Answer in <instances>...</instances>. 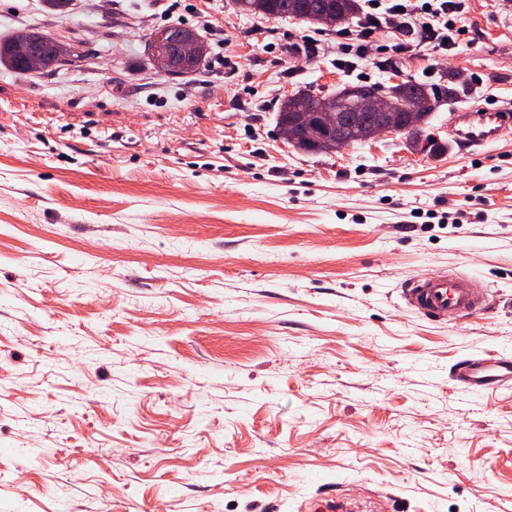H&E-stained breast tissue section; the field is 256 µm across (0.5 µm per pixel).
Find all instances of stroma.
Instances as JSON below:
<instances>
[{
	"mask_svg": "<svg viewBox=\"0 0 512 512\" xmlns=\"http://www.w3.org/2000/svg\"><path fill=\"white\" fill-rule=\"evenodd\" d=\"M460 8L446 57L385 28L347 69L335 29L232 0H0V39L78 51L0 66V512H512V386L451 379L512 358V126L466 151L444 104L434 156L276 132L286 95L399 73L511 101L512 0ZM178 23L207 54L172 77L147 37ZM435 273L487 310L416 313L402 288ZM505 369L510 374L512 371L501 362H491L487 359L466 360L458 369L455 380L465 389H482L497 385L505 375L501 374Z\"/></svg>",
	"mask_w": 512,
	"mask_h": 512,
	"instance_id": "1",
	"label": "stroma"
}]
</instances>
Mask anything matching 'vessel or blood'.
Here are the masks:
<instances>
[{"label": "vessel or blood", "instance_id": "vessel-or-blood-1", "mask_svg": "<svg viewBox=\"0 0 512 512\" xmlns=\"http://www.w3.org/2000/svg\"><path fill=\"white\" fill-rule=\"evenodd\" d=\"M509 124H512V105L484 100L456 109L451 132L459 147L474 151L496 142ZM403 297L419 314L438 320L473 314L483 307V299L474 284L455 274L413 277L408 280ZM501 369L497 361L470 359L459 368L456 381L466 389L488 388L501 381Z\"/></svg>", "mask_w": 512, "mask_h": 512}]
</instances>
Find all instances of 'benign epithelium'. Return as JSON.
<instances>
[{"mask_svg":"<svg viewBox=\"0 0 512 512\" xmlns=\"http://www.w3.org/2000/svg\"><path fill=\"white\" fill-rule=\"evenodd\" d=\"M173 35L168 29L153 31L150 37L151 61L155 70L168 75L173 71L163 64V55L172 45ZM179 51L187 57L205 55V45L197 38L182 39L177 43ZM403 80L394 78L391 85L364 95L358 102V111L374 112L376 119L350 137L341 136L342 118L328 107L331 97L309 93L304 101L306 107L299 118L302 133L295 134L288 125L277 127L278 135L293 149L305 154H333L334 146L343 149L354 142L378 140L388 133H404L409 142L421 152L430 149V140L421 132L423 113L430 110L432 100L424 95H405L394 98L396 87Z\"/></svg>","mask_w":512,"mask_h":512,"instance_id":"7a95c632","label":"benign epithelium"}]
</instances>
